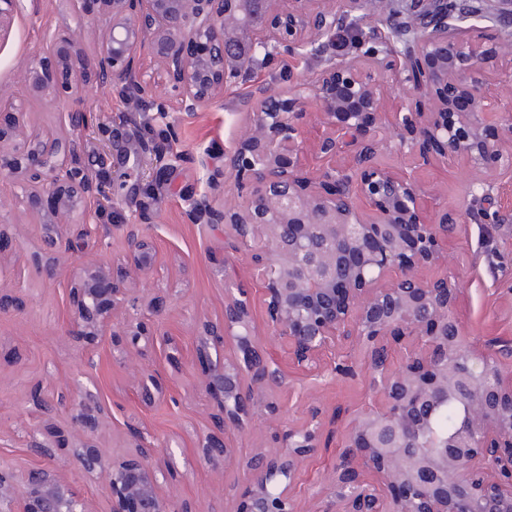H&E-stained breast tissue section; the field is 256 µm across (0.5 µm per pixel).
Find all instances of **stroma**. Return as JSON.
Masks as SVG:
<instances>
[{"label":"stroma","instance_id":"35a3bbf8","mask_svg":"<svg viewBox=\"0 0 512 512\" xmlns=\"http://www.w3.org/2000/svg\"><path fill=\"white\" fill-rule=\"evenodd\" d=\"M468 2L479 7L480 14L463 22L465 37L512 44L511 7L502 0ZM71 8L70 0H25L9 37L0 41V91L24 103L33 131L66 135L61 112L84 109L99 125L89 139L92 150H101L113 132L121 133L122 142L102 176L116 199H145L158 209L156 223L145 231L159 250L154 282L171 296L159 323L173 343L153 354L149 365L159 369L171 391L167 400L141 405L128 382V362L114 356L108 345L99 349L96 370L85 368V344L64 334L69 279H44L41 268L47 253L42 226L26 214L13 179H0V287L12 289L18 298L16 307L0 315V461L19 473L47 464V456L30 446L31 431L48 414L62 428H70L71 401L87 388L112 416L110 425L95 435L102 450L112 451L135 435L171 444L175 467L162 481L163 495L181 512H231L243 488L241 477L205 462L195 448L196 431L213 430L219 412L201 386L206 363L195 352V331L202 321H214L224 314V278L209 258L211 252L222 249L223 239L201 225L186 223L182 212V191L201 185L203 173L186 162L149 175L151 155L143 148L147 133L138 114L109 88L77 86L54 98L30 96L19 78L21 69L43 61L46 31H69ZM361 54L357 27L345 25L337 28L327 57L294 60L278 55L266 68L226 87L223 99L204 105L183 122L173 151L190 153L208 145L233 149L250 122L252 110L245 98L256 86L284 92L290 89L291 78L314 77L328 61H347ZM43 77L55 83L54 67L44 63ZM418 179L425 191L426 219L444 213L459 217L471 203L475 176L465 164L435 160L419 169ZM444 250L459 261L464 289L455 313L471 342L499 350L502 364L512 365V355L502 351L504 345L512 344V226L485 221L459 225ZM267 348L286 376L279 392L283 416L246 432H232L229 439L238 456H249L255 448L272 445L274 436L306 418L311 407H320L321 444L305 463L296 489L300 512H314L317 495L336 461L353 412L368 394V385L360 377L312 380L289 361L277 342H269ZM64 475L89 500L94 512H110L108 487L88 477L76 458H69Z\"/></svg>","mask_w":512,"mask_h":512}]
</instances>
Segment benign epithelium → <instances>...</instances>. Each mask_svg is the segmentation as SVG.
I'll list each match as a JSON object with an SVG mask.
<instances>
[{
	"label": "benign epithelium",
	"instance_id": "obj_1",
	"mask_svg": "<svg viewBox=\"0 0 512 512\" xmlns=\"http://www.w3.org/2000/svg\"><path fill=\"white\" fill-rule=\"evenodd\" d=\"M99 14L75 12L68 35L45 43L60 71L61 87L91 81L120 91L145 121L158 122L152 173L184 160L204 171L205 186L182 195L191 224L221 232L223 254L211 256L224 275V316L201 324L196 348L208 360L203 388L218 401L223 431H244L282 413L277 388L283 373L268 356L254 323L248 289L236 283L235 256L250 251L261 287L269 336L283 341L293 363L325 375L363 376L368 401L349 423L318 512H512V370L498 351L478 349L455 315L462 282L444 255L457 221L422 220L423 187L416 170L433 159L464 162L478 175L481 202L493 199L492 174H512V97L491 92L486 69L512 49L475 45L460 36L465 17L439 10L408 32L360 31L376 48L361 60L330 62L311 80L298 79L289 95L265 86L250 101L256 110L235 149L207 146L184 155L164 148L178 141L181 123L224 88L285 51L291 58L318 54L356 0H97ZM22 0H0V37ZM96 50L93 71L76 66L85 38ZM160 66L172 96L143 80L138 55ZM41 63L22 72L36 96H50ZM409 86L406 112L383 111L382 74ZM311 106L313 113L307 112ZM313 116L323 127L326 164L315 178L297 174L302 125ZM65 137L31 130L23 104L0 101V175L13 176L28 213L43 226L51 252L43 273L56 280L73 271L65 335L88 344L126 339L130 385L152 405L169 386L142 360L169 341L135 316L145 306L155 317L168 297L146 283L157 268V248L142 225L146 208L120 221L127 250L117 265L87 249L108 235L92 201L110 185L82 163L91 129L87 112L62 116ZM410 157L398 174L379 156ZM347 153L349 163L336 157ZM53 205L43 206L45 194ZM233 345V353L224 345ZM462 398L464 418L453 434L412 452L410 436L428 431L437 406ZM109 415L90 392L73 401L66 432L54 422L38 427L34 447L54 455L66 449L85 472L101 478L112 512H178L161 493L157 446L136 436L120 456H107L81 433L105 426ZM321 411L310 409L288 426L278 444L236 457L226 436L197 435L208 462L243 472L234 512H298L301 466L319 447ZM0 512H92L62 473L59 461L17 476L0 469Z\"/></svg>",
	"mask_w": 512,
	"mask_h": 512
}]
</instances>
